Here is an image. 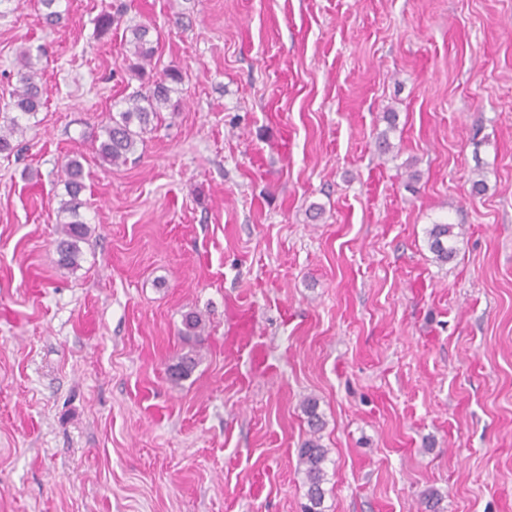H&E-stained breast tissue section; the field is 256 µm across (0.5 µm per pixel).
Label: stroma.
Here are the masks:
<instances>
[{
  "label": "stroma",
  "mask_w": 512,
  "mask_h": 512,
  "mask_svg": "<svg viewBox=\"0 0 512 512\" xmlns=\"http://www.w3.org/2000/svg\"><path fill=\"white\" fill-rule=\"evenodd\" d=\"M57 8L48 26L38 0L0 5V107L25 50L45 101L0 156V512H301L310 395L325 512H421L430 488L445 512H512V0ZM103 11L121 28L100 34ZM136 23L181 70L180 107L110 169L92 142L139 87ZM440 222L466 229L445 264ZM242 301L260 368L225 344ZM61 173L68 199H61L58 214L60 220L58 238L56 239L57 265L61 269L75 270L80 267L82 251L80 243L88 237L89 227L80 218L79 209L82 205L80 193L84 189V167L79 157H67L61 165ZM463 226L448 222L431 225L427 231V244L436 261L447 263L453 257L455 244L462 234ZM198 355L191 349L177 358V361L169 367V380L173 384L188 378L198 364Z\"/></svg>",
  "instance_id": "1"
}]
</instances>
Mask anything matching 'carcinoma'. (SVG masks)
I'll return each mask as SVG.
<instances>
[{
	"label": "carcinoma",
	"mask_w": 512,
	"mask_h": 512,
	"mask_svg": "<svg viewBox=\"0 0 512 512\" xmlns=\"http://www.w3.org/2000/svg\"><path fill=\"white\" fill-rule=\"evenodd\" d=\"M155 29L146 24H135L125 28L127 71L141 81L139 90L123 99V107L111 112L95 135V152L102 165L120 167L137 153L148 134L156 129L154 121L168 109L177 110L172 102L175 85L183 80L177 69H168L158 79H151L158 52L159 38L153 36ZM17 83L6 105L8 114L1 116L0 154L14 150L16 135L24 133L23 118H33L43 106V88L40 69L28 51L21 52L20 68L16 72ZM67 198L60 200L58 214L63 217L56 239L57 265L61 269L75 270L80 267L82 251L80 243L87 240L89 227L80 218V193L84 189V167L79 157L70 156L61 165ZM463 225L448 222L436 223L427 230V244L435 260L446 263L455 253L457 238ZM182 333L186 339L200 335L203 330L201 317L195 312L183 315ZM198 364V355L189 350L177 358L169 367V380L178 384L188 378ZM302 411L309 427V437L298 449L299 472L303 474L307 503L304 512H325L326 481L325 464L328 449L321 444V432L325 426L318 412L316 400L307 398L302 402Z\"/></svg>",
	"instance_id": "obj_1"
}]
</instances>
